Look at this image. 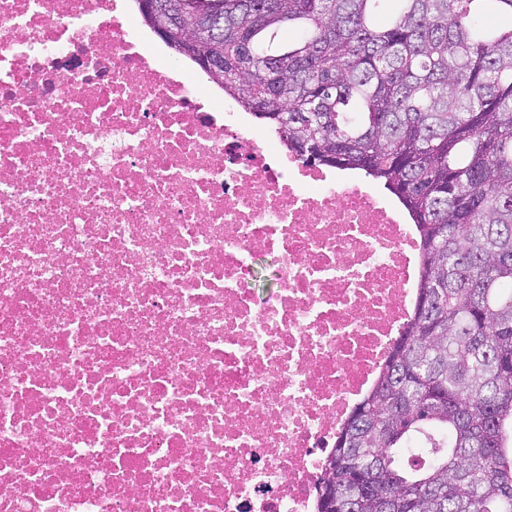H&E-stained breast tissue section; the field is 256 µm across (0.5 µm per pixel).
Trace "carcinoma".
Listing matches in <instances>:
<instances>
[{"label":"carcinoma","instance_id":"cac0c4a2","mask_svg":"<svg viewBox=\"0 0 512 512\" xmlns=\"http://www.w3.org/2000/svg\"><path fill=\"white\" fill-rule=\"evenodd\" d=\"M157 2L170 49L218 61L299 159L383 183L419 234L413 315L317 512H512V0Z\"/></svg>","mask_w":512,"mask_h":512}]
</instances>
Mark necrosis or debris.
<instances>
[{
  "mask_svg": "<svg viewBox=\"0 0 512 512\" xmlns=\"http://www.w3.org/2000/svg\"><path fill=\"white\" fill-rule=\"evenodd\" d=\"M417 280L119 0H0V512H316Z\"/></svg>",
  "mask_w": 512,
  "mask_h": 512,
  "instance_id": "necrosis-or-debris-1",
  "label": "necrosis or debris"
}]
</instances>
